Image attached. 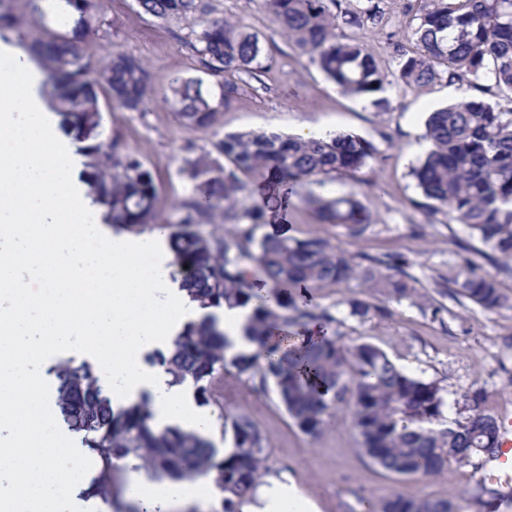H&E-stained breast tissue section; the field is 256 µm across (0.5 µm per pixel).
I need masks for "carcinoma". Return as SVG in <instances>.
<instances>
[{
  "instance_id": "1",
  "label": "carcinoma",
  "mask_w": 512,
  "mask_h": 512,
  "mask_svg": "<svg viewBox=\"0 0 512 512\" xmlns=\"http://www.w3.org/2000/svg\"><path fill=\"white\" fill-rule=\"evenodd\" d=\"M45 23L67 21V30L36 42L31 50L51 70L50 91L60 127L80 144L90 169L88 193L118 229L151 224L158 189L152 172L133 154H119L118 142L101 139L102 116L97 79L78 43L97 24L96 0H30ZM140 11L162 22H188L184 43L198 64L216 78L210 88L200 79L175 78L168 100L187 129L213 126L247 83L238 74L257 75L272 67L258 33L239 21L214 15L212 0H135ZM282 34L343 94L382 97L387 73L365 46L360 32H384L385 0H261ZM403 15L414 49H396L395 74L407 89L436 81H465L478 95L428 113L425 138L431 148L411 175L436 213L464 225L491 250L501 270L512 274V107L503 109L489 95L512 103V0H403ZM101 77L112 102L144 112L151 82L145 64L115 50ZM374 144L352 132L290 136L277 130L243 129L224 134L213 150L185 158L193 195L178 207V221L167 224L173 265L181 287L206 314L188 321L166 353L148 361L164 368L169 385L189 384L196 401L213 400L215 377L231 367L249 382L272 383L280 403L299 429L320 436L332 412L354 402L353 425L364 453L396 476L431 478L448 467L469 466L479 474L470 500L479 512H497L512 499L490 479L501 452L502 421L483 407V393L467 396V416L443 420L444 388L396 364L368 342L348 346L341 321L331 308L313 301L308 289L323 283L360 279L378 295L372 303L345 300L349 315L365 321L384 315L387 304L404 300L424 311L428 299L410 284L412 277L381 257L354 255L319 235L298 239L275 230L256 237L266 210L288 205L295 187L322 185L353 176L374 159ZM227 160L223 164L220 159ZM259 180L266 209L250 203L253 187L240 174ZM300 201L325 224L345 227L353 237L370 224V215L353 190L308 192ZM232 226L226 236L203 235L198 224L216 218ZM456 293L487 312L508 306L495 277L470 270L454 280ZM249 310L241 337L256 346L245 352L219 328L213 311ZM54 406L65 428L101 467L83 491L104 501L121 490V473L142 469L173 482L208 481L219 495L218 512H240L269 473L260 429L245 413L222 421L231 449L222 453L206 437L154 422L146 394L115 407L95 366L69 358L59 362ZM364 512H458L441 498H407L393 493Z\"/></svg>"
}]
</instances>
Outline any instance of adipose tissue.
I'll list each match as a JSON object with an SVG mask.
<instances>
[{"label":"adipose tissue","mask_w":512,"mask_h":512,"mask_svg":"<svg viewBox=\"0 0 512 512\" xmlns=\"http://www.w3.org/2000/svg\"><path fill=\"white\" fill-rule=\"evenodd\" d=\"M0 74V480L9 494L0 512H76L82 462L59 448L31 366L72 337L98 360L113 404L149 394L162 425L206 434L213 419L188 387H172L144 355L168 350L184 324L202 316L169 277L174 254L165 235L110 238L75 173L71 137L52 126L49 73L13 44ZM205 482L141 488L144 512H169L182 501L213 496ZM241 512H320L290 476L266 478Z\"/></svg>","instance_id":"1"}]
</instances>
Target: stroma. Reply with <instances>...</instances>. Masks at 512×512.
<instances>
[{
    "label": "stroma",
    "mask_w": 512,
    "mask_h": 512,
    "mask_svg": "<svg viewBox=\"0 0 512 512\" xmlns=\"http://www.w3.org/2000/svg\"><path fill=\"white\" fill-rule=\"evenodd\" d=\"M214 5L218 13L261 32L276 65L262 79H249L245 93L221 113L216 128L189 130L167 101L168 85L176 77L200 79L207 85L212 78L203 73L184 43L182 25L138 16L135 0H101L103 23L80 43L81 55L98 72L112 50L125 51L146 64L152 87L146 111L127 112L113 108L107 84L98 82L104 140H119L121 151L135 154L152 171L164 219L172 217L174 204L192 194L185 158L193 149L211 150L217 133L251 127L294 134L305 126L314 133L351 130L371 141L378 153L368 166L332 185L336 191L355 190L368 210L371 223L361 236L320 223L314 211L297 201L290 205L282 227L299 238L323 236L354 254L388 257L414 278L416 288L432 299L436 311L424 314L405 301L389 304L386 315L358 321L348 317L343 304L347 297H367V290L356 281L315 288L316 301L331 307L342 320L347 343H373L402 367L440 381L444 418L464 416V396L477 389L485 393V408L512 414V388L504 389L502 372L503 367L512 368V354L503 349L504 338L512 337V309L490 313L447 291L466 257L475 262L476 273L495 276L509 298L512 276L500 273L481 255L480 243L463 225L431 213L410 175L428 148L422 138L427 112L471 96V89L441 81L410 90L393 81L385 91L388 109L363 106L358 99L340 94L309 56L281 35L260 0H214ZM208 410L215 417L224 412L248 414L263 433L270 473L295 477L320 512H351L358 498L378 501L395 491L409 498L443 497L455 502L460 512H476L466 494L470 468L453 465L434 478L394 479L364 454L349 410L339 411L321 436L310 437L288 417L272 387L246 382L231 368L216 379ZM149 480L144 471L128 470L118 498L87 500L86 510L140 512L138 486Z\"/></svg>",
    "instance_id": "1"
}]
</instances>
